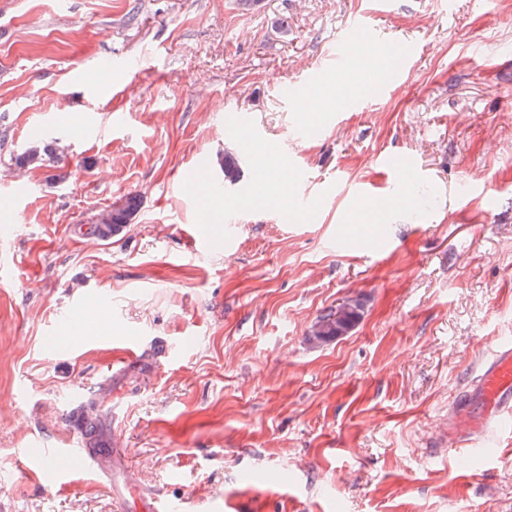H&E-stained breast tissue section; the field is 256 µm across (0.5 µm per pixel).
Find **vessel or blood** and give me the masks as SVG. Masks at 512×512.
<instances>
[{"mask_svg": "<svg viewBox=\"0 0 512 512\" xmlns=\"http://www.w3.org/2000/svg\"><path fill=\"white\" fill-rule=\"evenodd\" d=\"M375 30L366 19L354 22L336 43L337 66H344L348 51L373 40ZM512 412V342L498 346L473 378L449 413L448 438L452 446L466 445L482 438L502 414ZM112 499L118 512H130L132 502H140L142 512H171L161 495L144 497L135 482L113 488Z\"/></svg>", "mask_w": 512, "mask_h": 512, "instance_id": "vessel-or-blood-1", "label": "vessel or blood"}]
</instances>
